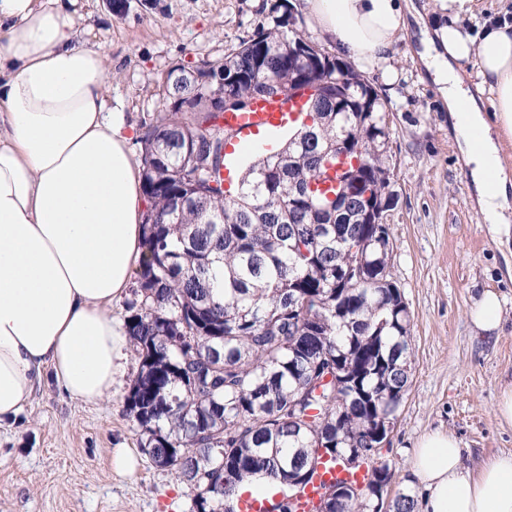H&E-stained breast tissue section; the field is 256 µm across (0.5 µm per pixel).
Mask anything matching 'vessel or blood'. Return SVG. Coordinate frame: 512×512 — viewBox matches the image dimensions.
Here are the masks:
<instances>
[{
    "label": "vessel or blood",
    "mask_w": 512,
    "mask_h": 512,
    "mask_svg": "<svg viewBox=\"0 0 512 512\" xmlns=\"http://www.w3.org/2000/svg\"><path fill=\"white\" fill-rule=\"evenodd\" d=\"M302 118V113L292 111L289 101L280 98L256 100L247 112L225 113L224 124L234 132L224 150L225 172L233 171L247 148L273 151L279 134ZM346 476V471L336 465H319L311 480L296 494L298 512H311L323 486Z\"/></svg>",
    "instance_id": "b4317fda"
}]
</instances>
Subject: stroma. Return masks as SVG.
I'll return each instance as SVG.
<instances>
[{"label":"stroma","mask_w":512,"mask_h":512,"mask_svg":"<svg viewBox=\"0 0 512 512\" xmlns=\"http://www.w3.org/2000/svg\"><path fill=\"white\" fill-rule=\"evenodd\" d=\"M274 2L127 0L118 14L109 0H77L76 10L83 38L112 61L108 106L138 127L158 112L171 67L222 62ZM413 4L390 60L363 72L391 132L390 274L412 316L409 386L383 450L408 489L416 483L412 450L427 433L455 435L473 474L484 459L512 452V426L495 414L512 386V238L484 223L448 107L419 57L421 21L436 16V0ZM488 290L505 313L497 333L483 336L468 312ZM138 369L127 350L111 398L96 403L71 400L46 380L17 417L0 422V512H191L192 490L151 461L126 415ZM114 448L134 453V473L114 471Z\"/></svg>","instance_id":"35a3bbf8"}]
</instances>
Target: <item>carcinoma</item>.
<instances>
[{
    "instance_id": "carcinoma-1",
    "label": "carcinoma",
    "mask_w": 512,
    "mask_h": 512,
    "mask_svg": "<svg viewBox=\"0 0 512 512\" xmlns=\"http://www.w3.org/2000/svg\"><path fill=\"white\" fill-rule=\"evenodd\" d=\"M286 0L209 73L176 65L161 110L139 138L147 201L142 258L125 328L140 359L126 412L159 467L194 492L193 512H234L240 483L265 474L284 485L273 512H296L293 491L326 459L349 468L350 452H370L362 485L339 482L330 512H413L416 494L392 492L393 464L372 438L394 419L408 389L411 318L392 281L388 224H365L344 180L322 191L324 158L336 141L360 145L362 191L394 201L380 142L390 130L381 97L371 110L336 111L318 102L309 123L274 153L248 166L236 194L224 189L228 130L203 131L216 118L210 88L231 86L228 107L245 112L254 79L286 90L309 69L341 76L358 98L370 90L348 63L289 27Z\"/></svg>"
}]
</instances>
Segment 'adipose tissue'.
Here are the masks:
<instances>
[{
	"label": "adipose tissue",
	"mask_w": 512,
	"mask_h": 512,
	"mask_svg": "<svg viewBox=\"0 0 512 512\" xmlns=\"http://www.w3.org/2000/svg\"><path fill=\"white\" fill-rule=\"evenodd\" d=\"M74 0H0V421L18 416L46 377L75 401L109 398L129 342L110 310L141 257L142 168L125 113L106 102L112 65L76 32ZM449 22L422 29L421 59L454 121L491 232L511 219L512 26L480 37L458 23L476 0H439ZM356 67L387 61L405 29L402 0H297ZM492 98L486 118L461 68ZM411 470L418 512H512V453L462 464L448 432L425 436Z\"/></svg>",
	"instance_id": "ef3b65f1"
}]
</instances>
